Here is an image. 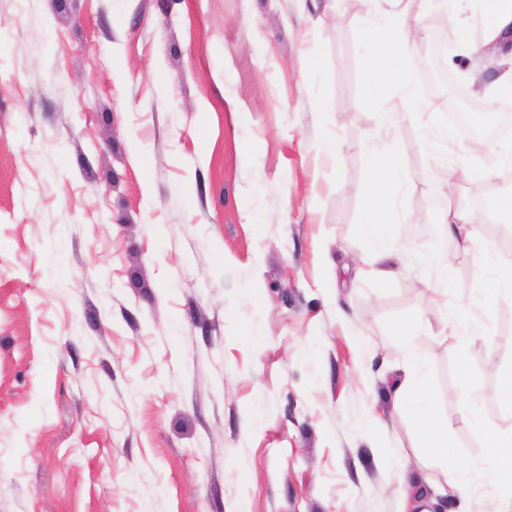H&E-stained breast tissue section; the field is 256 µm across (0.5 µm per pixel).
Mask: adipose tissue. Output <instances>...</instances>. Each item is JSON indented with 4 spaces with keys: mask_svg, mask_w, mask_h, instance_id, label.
Here are the masks:
<instances>
[{
    "mask_svg": "<svg viewBox=\"0 0 512 512\" xmlns=\"http://www.w3.org/2000/svg\"><path fill=\"white\" fill-rule=\"evenodd\" d=\"M419 37L418 29L409 19L392 10L380 11L375 21L366 29L365 40L370 48L367 64V101L377 105L388 94L401 95L404 111H416L417 106L406 96V71L413 59V48ZM404 149L400 141H393L386 159L370 156L368 160V189L364 198L362 238L367 252L380 260L397 258L401 244L393 228L396 224L394 194L405 181ZM444 224L449 236L461 240L487 270L486 287L480 302V312L470 307L453 308L448 321L464 340L482 335L485 317L493 304L502 297H512V267L500 264L494 254L487 251L477 230L482 218L471 210H451L437 218ZM426 323L423 314L406 320L401 328V340L413 363L411 371L394 385L398 395L413 394L409 411L416 424L427 454L446 461L443 481L424 479L409 486L405 497L409 500L427 501L429 493L458 495L470 499L478 486H487L498 495L499 512H512V429L489 428L482 432L483 453L480 457L461 463H448V422L432 408L423 392L424 361L417 354L418 338ZM496 392H489L480 372L464 371L461 376L462 396L472 411L479 409L491 396L512 398V358L502 359L497 365Z\"/></svg>",
    "mask_w": 512,
    "mask_h": 512,
    "instance_id": "ef3b65f1",
    "label": "adipose tissue"
}]
</instances>
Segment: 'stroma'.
<instances>
[{"label": "stroma", "instance_id": "35a3bbf8", "mask_svg": "<svg viewBox=\"0 0 512 512\" xmlns=\"http://www.w3.org/2000/svg\"><path fill=\"white\" fill-rule=\"evenodd\" d=\"M379 6L0 0V512H402L398 472L445 464L385 387L404 367L395 329L420 312L447 462L512 427L498 397L471 416L460 385L468 368L496 390L512 301L459 340L444 306L485 280L436 222L512 177L438 137L448 91L424 76L440 0H399L423 34L406 79L421 109L380 127L396 99L368 105L362 39ZM489 8L468 0L442 60L486 113L512 67L476 49ZM392 135L407 248L380 280L360 225L368 156ZM459 149L489 178L449 168ZM435 254L453 260L444 297L426 290Z\"/></svg>", "mask_w": 512, "mask_h": 512}]
</instances>
